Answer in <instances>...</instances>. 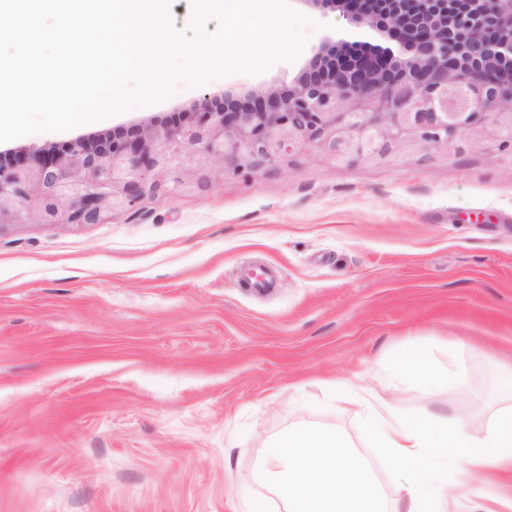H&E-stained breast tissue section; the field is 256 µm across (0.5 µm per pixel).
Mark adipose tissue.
<instances>
[{"label":"adipose tissue","instance_id":"adipose-tissue-1","mask_svg":"<svg viewBox=\"0 0 512 512\" xmlns=\"http://www.w3.org/2000/svg\"><path fill=\"white\" fill-rule=\"evenodd\" d=\"M392 381L414 376L430 391L455 381L466 388L464 368L436 366L427 350L409 348L387 365ZM500 405L481 430L452 411L416 418L377 398L356 379L337 395L340 403L362 402V427L389 462L406 476L403 495L387 500L368 461L336 430L302 424L267 442L247 494L251 512H450L459 499L482 497V512H512V496L496 479L512 475V365L497 382Z\"/></svg>","mask_w":512,"mask_h":512}]
</instances>
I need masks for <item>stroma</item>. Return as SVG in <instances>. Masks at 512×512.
Wrapping results in <instances>:
<instances>
[{
  "label": "stroma",
  "instance_id": "obj_1",
  "mask_svg": "<svg viewBox=\"0 0 512 512\" xmlns=\"http://www.w3.org/2000/svg\"><path fill=\"white\" fill-rule=\"evenodd\" d=\"M308 18L302 53L66 131L0 142L60 147L188 111L203 97L288 85L340 10ZM467 134L339 165L295 150L240 173L191 172L98 224L0 226V512H243L263 443L306 420L339 428L388 493L404 475L329 381L367 377L406 413L484 428L512 361V150ZM464 362L466 390L384 381L395 352Z\"/></svg>",
  "mask_w": 512,
  "mask_h": 512
}]
</instances>
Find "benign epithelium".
<instances>
[{
  "label": "benign epithelium",
  "instance_id": "1",
  "mask_svg": "<svg viewBox=\"0 0 512 512\" xmlns=\"http://www.w3.org/2000/svg\"><path fill=\"white\" fill-rule=\"evenodd\" d=\"M372 32L326 39L288 87L224 93L166 123L0 163V224L36 198L42 224H97L190 170L239 172L307 146L376 161L477 132L512 148V0H306Z\"/></svg>",
  "mask_w": 512,
  "mask_h": 512
}]
</instances>
